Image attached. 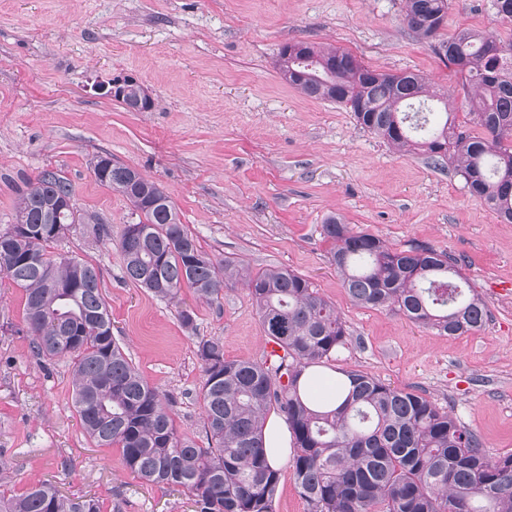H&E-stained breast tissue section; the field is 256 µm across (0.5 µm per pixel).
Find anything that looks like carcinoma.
Masks as SVG:
<instances>
[{
  "label": "carcinoma",
  "instance_id": "carcinoma-1",
  "mask_svg": "<svg viewBox=\"0 0 512 512\" xmlns=\"http://www.w3.org/2000/svg\"><path fill=\"white\" fill-rule=\"evenodd\" d=\"M449 5L404 0L403 21L457 68L480 135L456 124L451 112L423 111L428 98L441 104L444 96L431 93L422 76L373 70L332 46L289 42L276 69L304 96L349 109L394 149L451 165L471 194L511 224L512 40L473 28L442 37ZM93 174L139 213L116 243L127 280L161 299L186 287L210 303L241 285L281 350L260 361L227 360L221 340L198 338L206 446L181 434L164 395L112 336L97 270L49 251L74 223L70 211L56 207L73 189L58 173L42 172L22 193L15 223L0 226V239L13 246L0 252V277L24 293L33 353L71 358L74 407L97 446L118 447L126 468L145 482L192 494L195 512H273L280 473L267 461L263 426L274 411L292 431L293 477L309 512H512V455L490 458L428 398L358 370L336 380L348 394L334 409L299 392L303 372L348 343L340 316L305 278L283 268L255 273L204 252L163 188L139 172L130 183L129 166L117 163L105 178ZM322 231L331 243L328 260L354 303L389 308L444 336L485 325V302L447 253L393 248L335 216ZM0 512H99V501L92 494L72 499L44 480L19 496L0 495Z\"/></svg>",
  "mask_w": 512,
  "mask_h": 512
}]
</instances>
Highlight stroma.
Segmentation results:
<instances>
[{
    "instance_id": "obj_1",
    "label": "stroma",
    "mask_w": 512,
    "mask_h": 512,
    "mask_svg": "<svg viewBox=\"0 0 512 512\" xmlns=\"http://www.w3.org/2000/svg\"><path fill=\"white\" fill-rule=\"evenodd\" d=\"M487 0H451L445 34L463 27L512 39V20ZM401 0H0V224L46 170L70 182L78 219L62 243L100 271L119 338L148 383L170 398L180 433L204 444L199 337L229 360H258L269 339L246 288L220 303L182 289L178 303L123 279L115 241L138 221L131 203L94 177L95 156L158 182L182 224L211 256L308 279L351 336L329 363L366 372L451 409L487 454L512 453V224L499 221L451 167L399 153L344 106L315 100L276 69L285 43L331 44L372 69L423 75L456 101V121L481 134L462 80L402 21ZM137 80L155 107L133 112L99 91ZM406 248L431 246L459 262L487 305L477 332L441 336L388 309L354 305L321 226ZM111 228L99 240L95 220ZM23 294L0 278V456L12 493L50 479L69 496H97L100 512H195L182 489L149 484L118 449L86 435L73 407L67 358L36 357ZM193 310L195 329L179 308Z\"/></svg>"
}]
</instances>
